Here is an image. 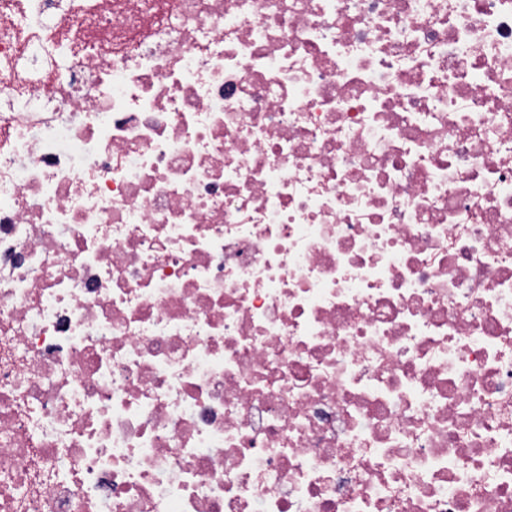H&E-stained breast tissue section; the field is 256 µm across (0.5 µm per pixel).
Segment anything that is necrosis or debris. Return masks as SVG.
I'll return each instance as SVG.
<instances>
[{
    "mask_svg": "<svg viewBox=\"0 0 512 512\" xmlns=\"http://www.w3.org/2000/svg\"><path fill=\"white\" fill-rule=\"evenodd\" d=\"M0 512H512V0H0Z\"/></svg>",
    "mask_w": 512,
    "mask_h": 512,
    "instance_id": "necrosis-or-debris-1",
    "label": "necrosis or debris"
}]
</instances>
